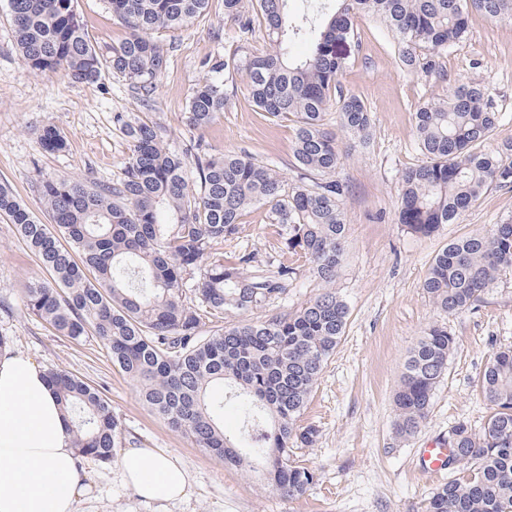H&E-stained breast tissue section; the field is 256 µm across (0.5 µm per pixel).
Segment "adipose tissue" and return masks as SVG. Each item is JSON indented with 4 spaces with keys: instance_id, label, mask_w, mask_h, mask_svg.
<instances>
[{
    "instance_id": "ef3b65f1",
    "label": "adipose tissue",
    "mask_w": 512,
    "mask_h": 512,
    "mask_svg": "<svg viewBox=\"0 0 512 512\" xmlns=\"http://www.w3.org/2000/svg\"><path fill=\"white\" fill-rule=\"evenodd\" d=\"M47 371L23 354L0 357V512H75L84 493L76 450ZM141 496H184L189 475L176 457L142 448L120 460Z\"/></svg>"
}]
</instances>
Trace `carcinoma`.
<instances>
[{
  "mask_svg": "<svg viewBox=\"0 0 512 512\" xmlns=\"http://www.w3.org/2000/svg\"><path fill=\"white\" fill-rule=\"evenodd\" d=\"M75 2L9 0L23 64L79 83H94L110 70L143 103L151 101L170 63L158 35L189 27L209 5L106 0L129 33L102 53L88 41ZM321 9L332 13L317 26L290 17L288 0H224V15L237 21L240 40L260 24L270 49L256 55L241 44L227 56L206 57V77L186 102L187 126L202 130L224 112L230 75L244 74L261 111L296 119L297 181L288 183L275 166L247 152L212 155L199 140L192 145V179L185 155L170 150L157 124L116 112L113 122L129 148L121 177L110 186L42 180L38 194L53 224L39 223L0 184V216L52 275L25 285L29 313L75 341L93 331L148 408L225 466L255 472L290 498L317 481L314 470L291 459L290 448L316 441V429L297 421L344 336L349 308L327 289L293 314L261 320L247 314L282 295L298 267L311 266L329 285L341 264L346 185L336 178L340 154L324 117L336 108L340 127L362 140L372 127L364 102L343 94L339 84L350 64L343 47L358 42L351 17H377L397 40L402 63L429 72L439 70V53L465 39L471 12L512 22V0H324ZM298 41L311 43V50L296 59ZM499 117L493 94L474 82L419 107L415 128L426 161L402 175L398 223L428 236L455 223L489 187L512 184V145L485 148ZM39 139L47 153L67 147L54 126L44 127ZM256 206L267 210L299 266L262 262L251 251L227 259L213 252L236 238L244 212ZM511 266L508 220L489 234L448 243L423 288L440 311L455 314L479 301L497 272ZM229 312L240 319L225 326ZM208 322L211 333L204 336ZM454 347L448 330L433 325L409 351L394 396L398 435L413 436L425 426ZM47 374L71 419L68 431L80 459L112 461L125 436L107 400L70 372L50 368ZM480 381L494 412L478 434L465 423L452 428L448 469L457 474L433 492L426 512H512V348L494 354ZM226 385L245 425L234 438L224 433Z\"/></svg>",
  "mask_w": 512,
  "mask_h": 512,
  "instance_id": "cac0c4a2",
  "label": "carcinoma"
}]
</instances>
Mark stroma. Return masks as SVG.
<instances>
[{
	"label": "stroma",
	"mask_w": 512,
	"mask_h": 512,
	"mask_svg": "<svg viewBox=\"0 0 512 512\" xmlns=\"http://www.w3.org/2000/svg\"><path fill=\"white\" fill-rule=\"evenodd\" d=\"M88 39L100 51L127 35L104 0H78ZM360 36L349 68L339 83L360 97L373 116L369 140L341 131L336 112L328 129L337 136V179L348 187L344 199V255L333 287L349 307L345 334L328 360L299 419L318 431L310 448L293 449L299 464L319 476L304 495L288 498L252 472L225 467L183 433L142 405L136 384L113 366L95 337L75 342L31 316L22 290L29 280L48 278L38 258L0 217V336L10 350L43 368H58L98 388L120 419L127 447L162 450L176 456L190 477L187 496L161 505L140 499L121 480L118 462L83 461L87 486L76 512H424L445 476H428L415 451L447 439L464 422L480 429L492 414L479 376L500 348L512 346V269L503 270L479 302L447 315L422 288L433 257L454 239L489 233L512 219V185L493 186L459 220L428 237H416L398 222L401 177L421 165L415 113L450 86L478 82L494 94L500 121L487 142L497 149L512 142V23L494 22L472 12L469 34L439 59L442 74L407 72L393 34L378 19L356 16ZM236 22L224 16V0H210L206 15L188 29L162 36L170 64L158 81L150 106H141L125 81L104 73L95 83H73L59 74H36L23 64L15 44L8 0H0V183L8 184L42 223L50 218L36 186L47 177L109 184L120 177L127 142L112 122L116 112H132L159 125L167 144L185 150L186 101L202 83L203 58L233 50ZM58 128L65 151L45 153L39 143L44 126ZM294 121L260 112L245 77L235 76L223 114L202 132L209 152L245 151L274 163L295 180L291 146ZM291 264L292 256L273 232L262 208L247 211L238 238L220 247ZM323 289L309 268H301L280 298L254 311L257 319L298 311ZM446 326L456 339L448 371L436 388L422 431L411 437L394 430L393 394L404 361L431 325Z\"/></svg>",
	"instance_id": "obj_1"
}]
</instances>
